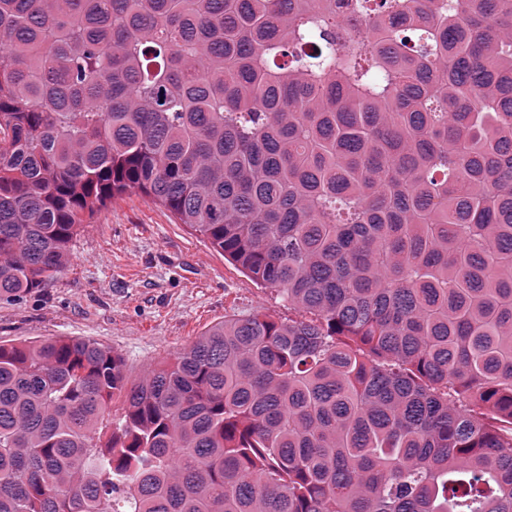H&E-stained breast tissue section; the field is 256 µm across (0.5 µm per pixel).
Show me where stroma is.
<instances>
[{
    "mask_svg": "<svg viewBox=\"0 0 512 512\" xmlns=\"http://www.w3.org/2000/svg\"><path fill=\"white\" fill-rule=\"evenodd\" d=\"M254 311L280 321L300 316L166 208L133 192L80 230L55 282L21 301H0V341L90 339L122 356L135 380L210 326Z\"/></svg>",
    "mask_w": 512,
    "mask_h": 512,
    "instance_id": "1",
    "label": "stroma"
}]
</instances>
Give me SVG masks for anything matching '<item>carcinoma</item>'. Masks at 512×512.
<instances>
[{"instance_id":"obj_1","label":"carcinoma","mask_w":512,"mask_h":512,"mask_svg":"<svg viewBox=\"0 0 512 512\" xmlns=\"http://www.w3.org/2000/svg\"><path fill=\"white\" fill-rule=\"evenodd\" d=\"M133 191L304 317L0 342V512H512V0H0V300Z\"/></svg>"}]
</instances>
